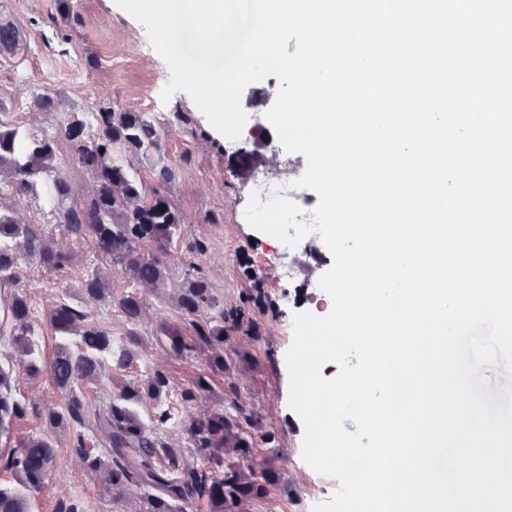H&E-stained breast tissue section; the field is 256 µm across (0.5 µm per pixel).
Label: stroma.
<instances>
[{"label": "stroma", "mask_w": 512, "mask_h": 512, "mask_svg": "<svg viewBox=\"0 0 512 512\" xmlns=\"http://www.w3.org/2000/svg\"><path fill=\"white\" fill-rule=\"evenodd\" d=\"M79 20L67 22L57 0H0V25H12L16 40L0 45V126L53 128L75 115L91 121L93 112L107 104L117 111L145 112L164 131L159 160H140L136 166L148 187H155L154 163L166 164L175 178L163 191L191 224L170 261V279L163 293L147 295V314L138 331L141 343L136 361L125 373L105 372L89 392L105 405L114 384L147 378L163 370L178 385L204 371L201 359L175 356L157 340L161 323L179 318L173 296L184 280L190 246L203 240V262L211 286L225 305L260 294L262 306L254 317L258 336L244 339L249 358L234 378L214 374L212 390L195 404L196 410H227L233 400L246 403L255 415L257 459H273L284 478L257 512H312L326 501L339 482L314 472L302 459L304 424L288 403L289 374L286 352L293 340V316L314 311L318 279L333 264L324 246H317V261L303 249L283 254L278 241L253 229L245 218L255 178L272 174L278 136L266 120L279 82L277 77L251 84L241 95L247 115L246 130L231 140L217 131L184 92L162 102L160 94L170 80L165 61L152 48L147 32L115 0H69ZM49 92L58 100L57 111L33 109L17 114L15 103L28 100L31 91ZM73 256L67 277H55L35 267L25 268L22 284L38 312L65 294L80 300L77 288L92 258L89 247L59 237ZM71 430L56 433L59 469L40 494L35 512H54L58 499L77 497L88 512H134L139 502L128 494L113 502L101 479L89 474L68 451Z\"/></svg>", "instance_id": "obj_1"}]
</instances>
